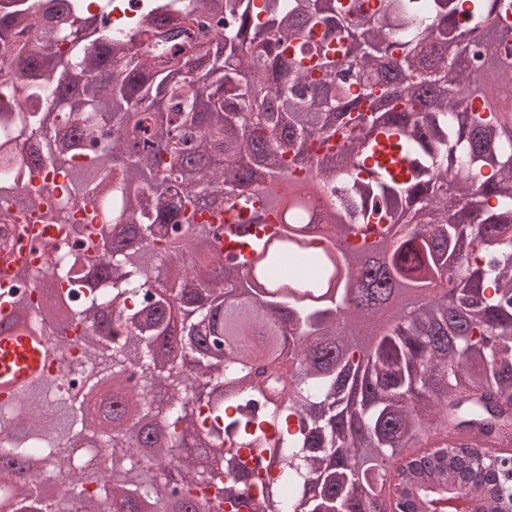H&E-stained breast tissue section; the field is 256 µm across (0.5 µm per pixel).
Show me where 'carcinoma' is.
I'll return each mask as SVG.
<instances>
[{
    "label": "carcinoma",
    "instance_id": "cac0c4a2",
    "mask_svg": "<svg viewBox=\"0 0 512 512\" xmlns=\"http://www.w3.org/2000/svg\"><path fill=\"white\" fill-rule=\"evenodd\" d=\"M0 0V255L51 229L61 325L0 283V332L48 341L75 400L41 379L0 399V500L14 512H111L73 436L112 447L125 512H387L382 460L431 444L449 496L512 480L462 438L512 449V0H152L123 33L84 0ZM191 39L188 55L173 51ZM53 87L51 108L43 106ZM309 169L329 209L294 205L260 237L275 186ZM234 213L261 254L225 301L234 253L193 228ZM321 242L374 239L343 250ZM420 301L407 310L400 290ZM32 457L31 473L22 464ZM60 479L64 494L40 501Z\"/></svg>",
    "mask_w": 512,
    "mask_h": 512
}]
</instances>
